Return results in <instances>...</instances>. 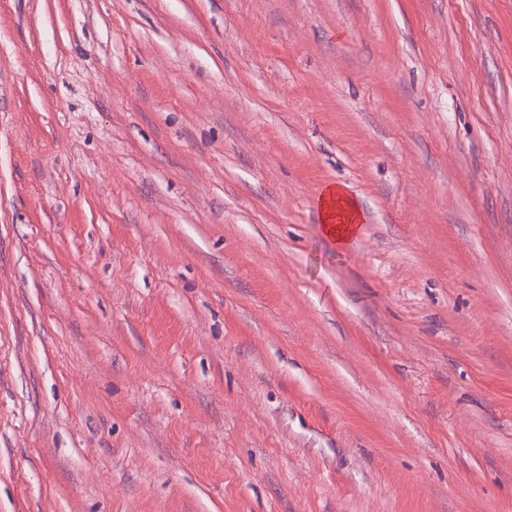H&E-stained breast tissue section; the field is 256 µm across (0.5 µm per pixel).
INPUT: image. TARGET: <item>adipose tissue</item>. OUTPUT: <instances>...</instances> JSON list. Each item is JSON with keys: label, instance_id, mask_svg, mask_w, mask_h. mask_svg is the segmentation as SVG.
<instances>
[{"label": "adipose tissue", "instance_id": "obj_1", "mask_svg": "<svg viewBox=\"0 0 512 512\" xmlns=\"http://www.w3.org/2000/svg\"><path fill=\"white\" fill-rule=\"evenodd\" d=\"M322 233L337 251L347 250L357 236L362 221L361 211L347 187L326 186L318 197Z\"/></svg>", "mask_w": 512, "mask_h": 512}]
</instances>
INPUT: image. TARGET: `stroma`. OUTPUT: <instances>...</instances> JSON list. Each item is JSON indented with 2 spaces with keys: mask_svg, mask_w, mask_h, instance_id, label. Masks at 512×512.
<instances>
[{
  "mask_svg": "<svg viewBox=\"0 0 512 512\" xmlns=\"http://www.w3.org/2000/svg\"><path fill=\"white\" fill-rule=\"evenodd\" d=\"M0 512H512V0H0ZM322 233L336 251H345L357 236L362 221L361 211L347 187L326 186L318 197Z\"/></svg>",
  "mask_w": 512,
  "mask_h": 512,
  "instance_id": "obj_1",
  "label": "stroma"
}]
</instances>
